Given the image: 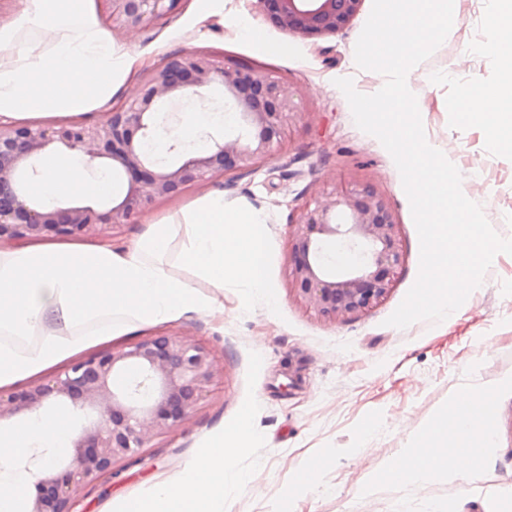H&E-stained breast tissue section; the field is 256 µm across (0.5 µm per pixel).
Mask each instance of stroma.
<instances>
[{
	"mask_svg": "<svg viewBox=\"0 0 512 512\" xmlns=\"http://www.w3.org/2000/svg\"><path fill=\"white\" fill-rule=\"evenodd\" d=\"M486 0H456L458 23L445 42L408 74L426 137L447 155L469 197L495 229L512 238V154L485 126L462 122L455 103L472 83L495 81V56L477 51L486 41ZM364 0L356 22L319 40L303 39L266 21L256 0H185L181 12L133 34L113 35L116 52L134 43L135 61L112 84L122 102L145 72L166 55L210 53L259 66L303 98L307 123L295 126L272 158L247 174L217 178L155 203L115 229L109 241L126 251L149 221L177 215L207 193L224 195L231 212L260 213L265 221L267 288L255 297L232 279L223 288L198 287L224 304L223 320L188 312L176 322L131 326L86 347L108 351L146 336L170 333L209 344L223 369L214 390L184 426L156 437L140 461L88 489L80 512H101L154 483H180L188 464L212 440L247 425L232 471L244 486L224 498L223 512H422L426 502L446 512H512V392L500 395L490 422L494 457L477 456L476 487L445 479L421 485L386 480L389 467L420 447L428 429L447 414L451 394L512 379V255L497 254L482 284L456 315L433 324L388 326L419 273V238L399 171L377 138L354 123L335 79L349 77L365 94L384 76L360 69L356 41L371 12ZM449 80L432 84L431 75ZM373 182L389 197L404 261L388 296L371 311L328 323L306 309L288 285V231L298 208L325 182ZM322 463V484L306 488L299 474Z\"/></svg>",
	"mask_w": 512,
	"mask_h": 512,
	"instance_id": "35a3bbf8",
	"label": "stroma"
}]
</instances>
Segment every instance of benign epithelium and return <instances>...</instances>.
Listing matches in <instances>:
<instances>
[{
    "label": "benign epithelium",
    "mask_w": 512,
    "mask_h": 512,
    "mask_svg": "<svg viewBox=\"0 0 512 512\" xmlns=\"http://www.w3.org/2000/svg\"><path fill=\"white\" fill-rule=\"evenodd\" d=\"M111 29H146L181 10L183 0H103ZM363 0H257L276 28L303 38L333 36L350 26ZM219 86L237 112L239 131L209 135L210 147L160 165L146 149L160 103L175 93ZM301 101L266 71L216 55L176 52L152 67L133 95L94 122L43 126L0 122V241L100 237L156 201L219 176L254 170L275 154L307 113ZM100 159L126 179L109 206H46L25 189L47 149ZM334 238L359 253L358 264L336 269L323 244ZM290 278L296 298L336 322L365 313L393 287L403 264L391 202L371 182L324 183L290 224ZM219 367L211 347L186 336L160 334L77 360L48 382L0 393V420L40 414L50 406L82 420L71 458L45 461L34 450L22 461L34 493L24 512H75L82 490L119 462H130L161 434L185 424L212 391Z\"/></svg>",
    "instance_id": "7a95c632"
}]
</instances>
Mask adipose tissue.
<instances>
[{
	"label": "adipose tissue",
	"instance_id": "obj_1",
	"mask_svg": "<svg viewBox=\"0 0 512 512\" xmlns=\"http://www.w3.org/2000/svg\"><path fill=\"white\" fill-rule=\"evenodd\" d=\"M490 38L484 52L498 57L502 74L491 84L474 83L466 101L485 100L482 112L464 110V121L480 119L512 153V0H488ZM89 160L47 155L36 186L45 202L82 192ZM259 213H229L224 197L208 194L178 217L149 224L125 254L106 243L92 247L0 245V386L43 369L102 336L118 335L130 325L179 320L186 312L220 317L224 305L205 295L195 278L223 287L233 279L251 294L265 288ZM193 271L173 274V265ZM480 391L461 388L452 396L447 417L429 429L424 447L398 459L389 480L429 481L448 474L463 483L478 480L474 455L492 453L495 434L485 411L474 410ZM70 420L57 413L23 424L0 422V512H19L32 477L18 471L17 458L33 440L63 443ZM249 434L239 426L216 438L187 467L179 485L157 484L147 494L124 498L118 512H221L235 482L231 461L236 443Z\"/></svg>",
	"mask_w": 512,
	"mask_h": 512
}]
</instances>
